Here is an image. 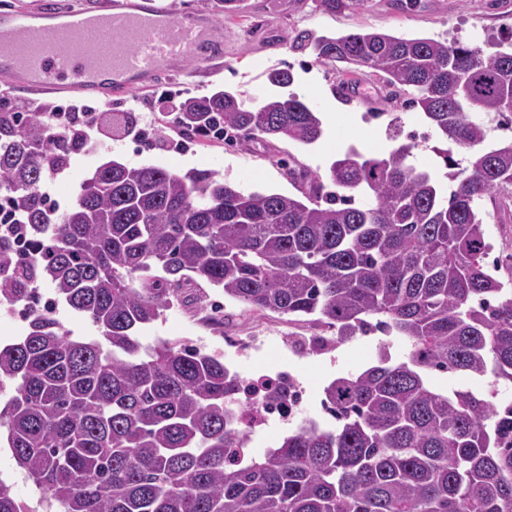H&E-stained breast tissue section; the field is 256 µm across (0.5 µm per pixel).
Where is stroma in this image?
Segmentation results:
<instances>
[{
    "label": "stroma",
    "instance_id": "obj_1",
    "mask_svg": "<svg viewBox=\"0 0 512 512\" xmlns=\"http://www.w3.org/2000/svg\"><path fill=\"white\" fill-rule=\"evenodd\" d=\"M242 13L233 17L213 16L212 22L224 39V65L205 71L194 62L183 73L165 74L147 89H136L113 97L111 105L90 103L92 112H133L148 141L114 132L111 139L94 150L74 155L64 172L48 180L46 189L59 209H68L81 183L109 161L138 167L160 165L179 173L192 169L214 171L218 178L245 192L260 191L293 195L297 187L276 163V157L291 152L310 170L325 171L328 164L348 145L388 154L395 142L388 134L392 120H399L404 134L423 138L431 132L418 111L389 96L388 88L369 71L352 74L355 91L343 95L338 85L342 76L334 64L318 60L311 51L296 47L298 37L335 35L357 31L382 32L407 38L457 41L483 50L496 44L512 43V0H365L364 4L336 14L320 11L315 0H245ZM273 68L290 69L292 92L318 112L324 128L320 141L310 146L276 140L274 145L240 141L226 145L223 138L206 144L182 146V133L167 129L164 138L154 137L155 120L173 111L176 102L201 98L215 90H231L241 95L246 106H261L275 94L267 80ZM480 208L492 245L491 261L498 265L502 282L512 281V206L500 199H484ZM195 299L174 305L154 324L139 333L143 346L157 339L180 338L205 352L219 355L225 365L242 375L284 369L306 389L302 415L324 420L323 389L339 376L356 375L376 365L382 351L392 361H402L408 346L397 337L374 333L356 335L320 353L303 351L298 339L320 335L310 324L292 323L276 313H251L207 284H200ZM222 303L224 319L214 322V303ZM431 388L439 393L455 389L471 390L496 402H512V384H493L491 378L455 372H431Z\"/></svg>",
    "mask_w": 512,
    "mask_h": 512
}]
</instances>
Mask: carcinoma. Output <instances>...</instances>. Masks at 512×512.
<instances>
[{
    "label": "carcinoma",
    "instance_id": "1",
    "mask_svg": "<svg viewBox=\"0 0 512 512\" xmlns=\"http://www.w3.org/2000/svg\"><path fill=\"white\" fill-rule=\"evenodd\" d=\"M218 15L244 0H205ZM334 14L365 0H315ZM300 49L369 70L435 130L443 175L411 163L412 137L387 156L351 147L325 174L280 158L298 196L244 194L210 170L102 164L52 223L46 177L66 168L104 125L78 118L65 140L41 113L0 110V186L22 225L0 232V305L27 306V334L0 349L8 448L57 512H512V403L469 390L442 394L430 371L512 382V288L487 269L478 204L512 186V140L487 142L480 119L512 116V50L377 32L300 36ZM285 90L257 109L219 90L159 118L207 140L323 135L310 106ZM466 149L465 165L448 145ZM341 190L370 198L355 207ZM204 281L255 312L327 328L304 346L380 331L404 340L406 360L379 363L324 388L323 410L262 456L231 462L245 434L227 398L224 362L137 331ZM91 320L101 339L74 337L40 288ZM373 316L376 322L368 321ZM0 512H28L0 479Z\"/></svg>",
    "mask_w": 512,
    "mask_h": 512
}]
</instances>
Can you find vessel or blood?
Segmentation results:
<instances>
[{"instance_id":"1","label":"vessel or blood","mask_w":512,"mask_h":512,"mask_svg":"<svg viewBox=\"0 0 512 512\" xmlns=\"http://www.w3.org/2000/svg\"><path fill=\"white\" fill-rule=\"evenodd\" d=\"M190 61L222 66L223 39L207 19L170 17L154 0L0 13V78L27 94L108 101Z\"/></svg>"}]
</instances>
